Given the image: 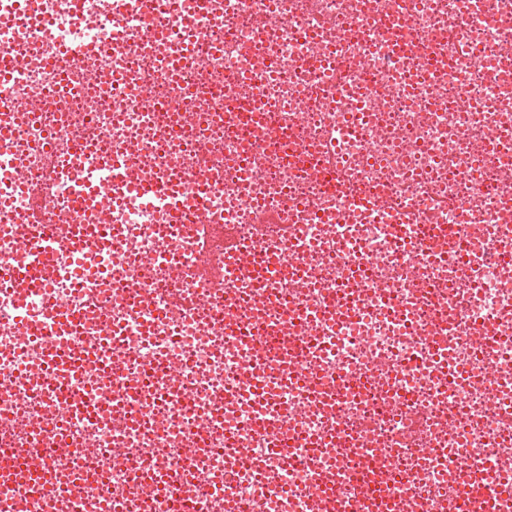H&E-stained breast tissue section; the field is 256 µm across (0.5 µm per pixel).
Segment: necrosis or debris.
<instances>
[{"label": "necrosis or debris", "instance_id": "4bbe7bcc", "mask_svg": "<svg viewBox=\"0 0 512 512\" xmlns=\"http://www.w3.org/2000/svg\"><path fill=\"white\" fill-rule=\"evenodd\" d=\"M1 51L0 269L48 225L79 321L25 339L41 295L0 280V468L47 470L0 512L500 501L512 0H0ZM104 158L101 211L71 174Z\"/></svg>", "mask_w": 512, "mask_h": 512}]
</instances>
